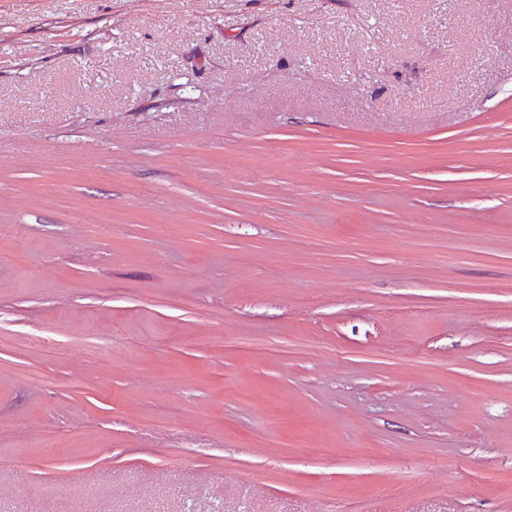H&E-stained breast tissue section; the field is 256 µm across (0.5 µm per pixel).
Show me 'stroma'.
<instances>
[{
    "label": "stroma",
    "instance_id": "1",
    "mask_svg": "<svg viewBox=\"0 0 512 512\" xmlns=\"http://www.w3.org/2000/svg\"><path fill=\"white\" fill-rule=\"evenodd\" d=\"M0 512H512V0H0Z\"/></svg>",
    "mask_w": 512,
    "mask_h": 512
}]
</instances>
